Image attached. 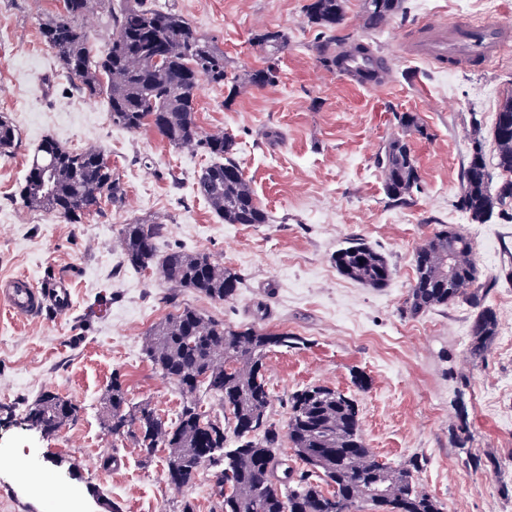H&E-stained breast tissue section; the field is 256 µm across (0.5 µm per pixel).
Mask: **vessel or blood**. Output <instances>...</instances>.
Listing matches in <instances>:
<instances>
[{
	"label": "vessel or blood",
	"instance_id": "b4317fda",
	"mask_svg": "<svg viewBox=\"0 0 512 512\" xmlns=\"http://www.w3.org/2000/svg\"><path fill=\"white\" fill-rule=\"evenodd\" d=\"M512 41V29L488 21L474 24L455 20L445 24L430 23L426 34L403 47L415 56L435 63H448L458 68H480ZM0 300L13 313L32 317L44 308H68L71 292L65 284L50 283L38 288L24 276L0 282Z\"/></svg>",
	"mask_w": 512,
	"mask_h": 512
}]
</instances>
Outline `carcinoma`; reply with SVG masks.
<instances>
[{
  "label": "carcinoma",
  "mask_w": 512,
  "mask_h": 512,
  "mask_svg": "<svg viewBox=\"0 0 512 512\" xmlns=\"http://www.w3.org/2000/svg\"><path fill=\"white\" fill-rule=\"evenodd\" d=\"M403 0H363V25L378 30L398 13ZM345 0H310L308 22L330 29L344 19ZM88 0H63V10L46 22L41 35L60 66L79 81L91 97L105 94L112 124L129 131L149 127L175 147L195 145L213 162L197 179L198 193L226 224H267L268 213L258 205L250 183L236 159V143L224 134L203 136L195 116L199 86H224V51L199 35L179 12L134 0L112 16V38L95 54L78 19ZM273 53L288 46L280 31L255 37ZM317 55L329 70L342 71L352 56L366 55L359 44L333 52L329 41L315 43ZM275 64L247 74V83L272 85ZM512 116V95L500 105L493 131L495 167L512 173V128L501 118ZM17 133L0 115V155L12 153ZM376 166L384 175L389 200L405 203L419 176L409 142L391 138L377 153ZM20 202L30 210L60 214L70 224L101 211L102 205L124 204L126 191L112 172L108 157L96 148L80 151L46 139L35 150ZM512 199V180L492 188V173L483 148L477 144L463 167L459 204L472 219L482 222L496 206ZM165 225L132 220L123 225L122 244L127 265L155 267L175 288H187L224 301L242 285L237 272L215 264L208 255L173 249L157 258V243ZM453 276H448V262ZM345 277L372 288L384 286L392 275L386 259L363 242L353 241L335 256ZM414 279L403 312L411 317L435 308L469 304L478 309L471 324L467 355L485 360L497 335L496 314L483 306L489 286L479 282L472 240L462 231L441 229L414 256ZM298 342L286 333L260 329H232L202 317L189 307H175L149 334L145 351L153 366L184 393L185 401L172 421L149 406H134L120 376L112 377L105 400L104 425L115 436L135 439L145 456L168 449V481L184 487L199 471L215 469V494L223 512H361L368 504L375 512H442L441 504L422 492L415 479L418 466L392 468L379 463L368 448L351 399L327 386H311L290 399L286 432L268 419L272 395L264 379L269 348ZM216 397L231 415L234 448L224 446V421L202 410L200 395ZM79 407L52 391L42 392L26 418L46 434L77 419ZM293 449L299 465L288 464L283 443ZM333 491L326 493L321 483Z\"/></svg>",
  "instance_id": "obj_1"
}]
</instances>
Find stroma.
<instances>
[{
  "instance_id": "stroma-1",
  "label": "stroma",
  "mask_w": 512,
  "mask_h": 512,
  "mask_svg": "<svg viewBox=\"0 0 512 512\" xmlns=\"http://www.w3.org/2000/svg\"><path fill=\"white\" fill-rule=\"evenodd\" d=\"M183 14L224 52L236 95L202 84L196 122L202 133L238 143L237 160L266 224L224 223L198 193L210 158L173 147L154 131L115 126L105 98L80 92L44 45L41 23L62 0H0V114L18 143L0 157V280L23 275L34 284L65 279L67 310L22 318L0 306V512H221L213 472L202 468L177 489L165 470L166 449L144 458L132 439L103 425L113 375L131 403L173 419L184 395L145 354L152 328L172 310L168 297L231 328L254 327L296 336L265 359L273 398L270 417L288 422V400L324 385L351 398L362 436L376 460H415L421 489L444 512H512V200L485 223L458 205L463 166L474 142L494 155L500 102L512 94V48L484 69L448 70L403 54L400 44L419 24L439 18L483 19L482 0H404L381 29H365L362 0H348L332 46L370 45L386 58L378 90L323 67L309 0H155ZM124 0H91L78 24L93 50L105 48L112 14ZM280 30L288 47L269 58L257 33ZM275 61L277 83L245 84L251 70ZM415 113L421 131L403 132L399 114ZM405 135L420 176L407 203L388 200L375 157L388 139ZM70 149L95 147L126 188L122 207L104 205L84 223L23 208L16 189L45 138ZM166 225L158 254L179 248L204 253L236 270L243 285L215 301L172 289L154 269L123 260L121 229L138 219ZM468 234L481 278L494 285L485 304L498 318L486 359L467 358L475 309L458 305L419 316L402 307L414 278V255L444 227ZM361 239L392 268L387 285L371 288L341 275L337 250ZM365 385H358V378ZM49 390L80 408L76 422L51 435L23 416ZM467 419L470 439L456 446ZM499 469H492L491 459Z\"/></svg>"
}]
</instances>
